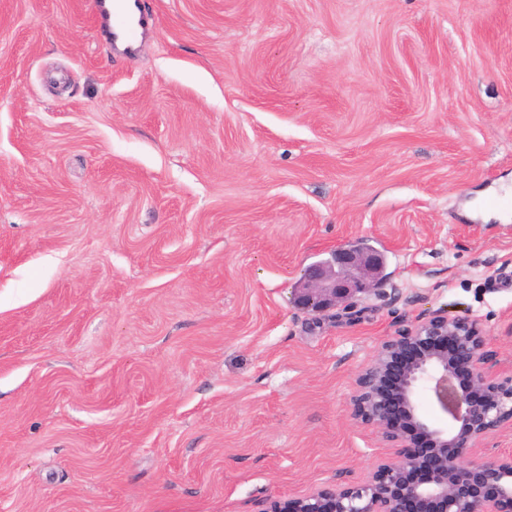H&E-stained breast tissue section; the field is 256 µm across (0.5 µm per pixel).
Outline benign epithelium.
I'll return each instance as SVG.
<instances>
[{
    "label": "benign epithelium",
    "mask_w": 512,
    "mask_h": 512,
    "mask_svg": "<svg viewBox=\"0 0 512 512\" xmlns=\"http://www.w3.org/2000/svg\"><path fill=\"white\" fill-rule=\"evenodd\" d=\"M383 257L349 246L304 269L294 302L310 314L348 309L359 294L378 290ZM485 336L470 319L433 315L384 342L356 379L353 416L373 426L396 449L357 486H325L310 495L274 500L267 512H512V454L479 461L472 450L497 430H512V378L487 379L481 349ZM461 371L471 375L460 386ZM398 382L388 392L384 381ZM429 397L446 417L425 412ZM424 467L423 480L409 478Z\"/></svg>",
    "instance_id": "benign-epithelium-1"
}]
</instances>
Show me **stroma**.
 Returning a JSON list of instances; mask_svg holds the SVG:
<instances>
[{"label": "stroma", "mask_w": 512, "mask_h": 512, "mask_svg": "<svg viewBox=\"0 0 512 512\" xmlns=\"http://www.w3.org/2000/svg\"><path fill=\"white\" fill-rule=\"evenodd\" d=\"M0 0V512H267L391 457L352 416L436 313L512 376V0ZM366 240L377 293L304 268ZM92 10L98 20L112 34V41L117 45L122 42L124 50L135 52L149 25L148 18L140 8L139 0L130 5L127 0H91ZM139 12L136 18L133 11ZM383 257L374 249L349 246L329 259L307 266L294 289L297 307L321 314L337 307L349 309L358 294L377 291L382 282Z\"/></svg>", "instance_id": "stroma-1"}]
</instances>
